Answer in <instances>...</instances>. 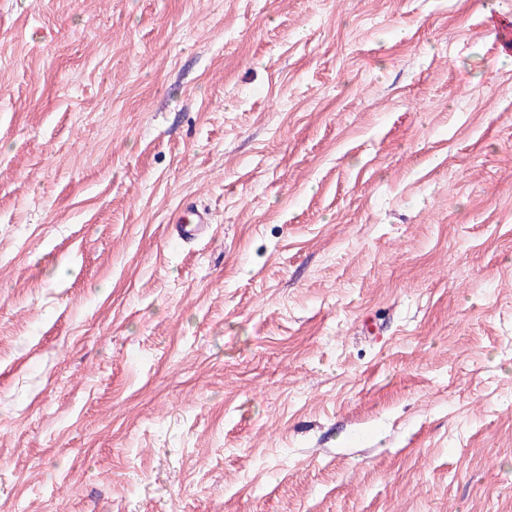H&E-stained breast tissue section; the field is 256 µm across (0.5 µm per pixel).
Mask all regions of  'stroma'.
Here are the masks:
<instances>
[{
  "label": "stroma",
  "instance_id": "obj_1",
  "mask_svg": "<svg viewBox=\"0 0 512 512\" xmlns=\"http://www.w3.org/2000/svg\"><path fill=\"white\" fill-rule=\"evenodd\" d=\"M492 11L0 0V512H512ZM210 226L209 216L206 212H193L190 216L183 215L172 226L173 238L185 241L203 237Z\"/></svg>",
  "mask_w": 512,
  "mask_h": 512
}]
</instances>
